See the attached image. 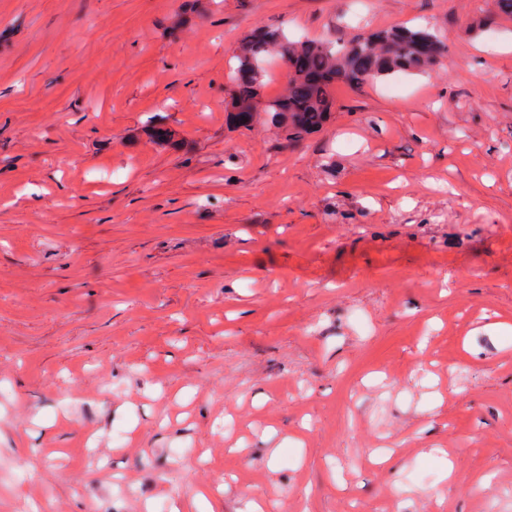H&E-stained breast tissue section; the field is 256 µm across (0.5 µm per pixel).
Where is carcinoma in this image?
<instances>
[{"label":"carcinoma","mask_w":512,"mask_h":512,"mask_svg":"<svg viewBox=\"0 0 512 512\" xmlns=\"http://www.w3.org/2000/svg\"><path fill=\"white\" fill-rule=\"evenodd\" d=\"M274 48L287 65L288 96L266 102L263 111L271 113L288 141H298L323 126L334 107L335 81L360 85L396 72L432 71L448 53V43L427 28L378 30L342 43H293L279 30H260L242 41L236 55L226 112L230 124H251L264 77L262 61ZM139 135L164 150L182 148L168 128L154 121Z\"/></svg>","instance_id":"obj_1"}]
</instances>
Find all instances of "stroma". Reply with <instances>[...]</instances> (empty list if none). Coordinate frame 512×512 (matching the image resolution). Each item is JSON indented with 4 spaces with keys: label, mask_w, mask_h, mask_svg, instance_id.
Returning <instances> with one entry per match:
<instances>
[{
    "label": "stroma",
    "mask_w": 512,
    "mask_h": 512,
    "mask_svg": "<svg viewBox=\"0 0 512 512\" xmlns=\"http://www.w3.org/2000/svg\"><path fill=\"white\" fill-rule=\"evenodd\" d=\"M426 27L323 129L225 123L244 35ZM159 116L184 141L134 139ZM512 512L495 0H0V512Z\"/></svg>",
    "instance_id": "obj_1"
}]
</instances>
